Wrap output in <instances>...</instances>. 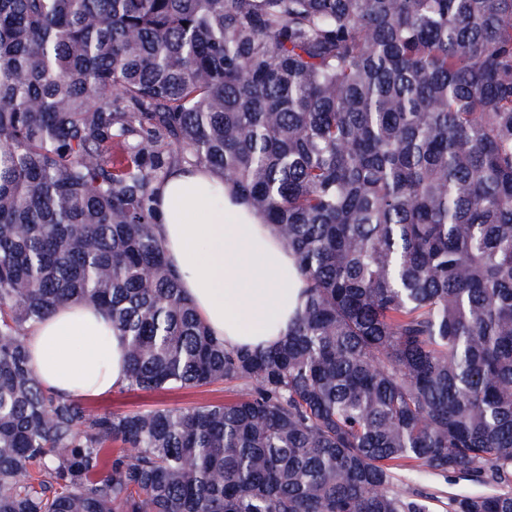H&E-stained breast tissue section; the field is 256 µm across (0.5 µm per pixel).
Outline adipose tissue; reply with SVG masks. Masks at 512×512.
Returning <instances> with one entry per match:
<instances>
[{"instance_id":"1","label":"adipose tissue","mask_w":512,"mask_h":512,"mask_svg":"<svg viewBox=\"0 0 512 512\" xmlns=\"http://www.w3.org/2000/svg\"><path fill=\"white\" fill-rule=\"evenodd\" d=\"M158 222L185 295L226 346L265 349L304 306L290 250L271 225L210 172L179 170L158 192ZM41 381L65 398L100 396L127 382L125 342L104 313L61 306L26 339Z\"/></svg>"}]
</instances>
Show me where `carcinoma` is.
Returning a JSON list of instances; mask_svg holds the SVG:
<instances>
[{
  "label": "carcinoma",
  "mask_w": 512,
  "mask_h": 512,
  "mask_svg": "<svg viewBox=\"0 0 512 512\" xmlns=\"http://www.w3.org/2000/svg\"><path fill=\"white\" fill-rule=\"evenodd\" d=\"M204 168L292 251L305 305L228 348L157 187ZM70 302L130 390L63 398L26 336ZM512 512V0H0V512ZM406 483L413 489L432 494L443 501L449 492L471 491L476 487L466 481H455V478H445L437 475L418 476L417 473L406 474Z\"/></svg>",
  "instance_id": "1"
}]
</instances>
